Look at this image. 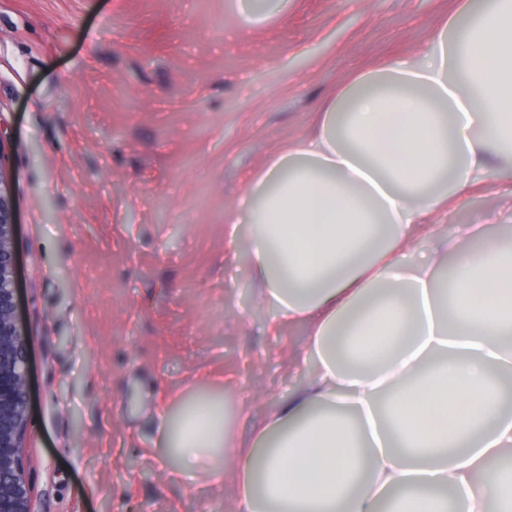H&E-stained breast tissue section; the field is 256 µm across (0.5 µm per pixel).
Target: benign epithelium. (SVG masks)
I'll return each instance as SVG.
<instances>
[{
  "label": "benign epithelium",
  "mask_w": 512,
  "mask_h": 512,
  "mask_svg": "<svg viewBox=\"0 0 512 512\" xmlns=\"http://www.w3.org/2000/svg\"><path fill=\"white\" fill-rule=\"evenodd\" d=\"M16 213L0 173V512H34L24 463L29 433V337L17 314Z\"/></svg>",
  "instance_id": "1"
}]
</instances>
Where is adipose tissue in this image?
Listing matches in <instances>:
<instances>
[{
    "label": "adipose tissue",
    "instance_id": "ef3b65f1",
    "mask_svg": "<svg viewBox=\"0 0 512 512\" xmlns=\"http://www.w3.org/2000/svg\"><path fill=\"white\" fill-rule=\"evenodd\" d=\"M486 172L512 198V0L337 89L255 177L224 239L267 333L304 328V379L246 445L206 401L161 445L212 479L232 469V512H512L493 378L512 372V239L489 240L495 214L454 237L430 221Z\"/></svg>",
    "mask_w": 512,
    "mask_h": 512
}]
</instances>
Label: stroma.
Returning <instances> with one entry per match:
<instances>
[{"label": "stroma", "instance_id": "stroma-1", "mask_svg": "<svg viewBox=\"0 0 512 512\" xmlns=\"http://www.w3.org/2000/svg\"><path fill=\"white\" fill-rule=\"evenodd\" d=\"M483 0H0V149L30 339L35 512H231L232 479L181 471L161 410L253 394L247 439L300 384L304 330L263 331L224 219L339 86L414 56ZM499 223L483 186L433 220Z\"/></svg>", "mask_w": 512, "mask_h": 512}]
</instances>
